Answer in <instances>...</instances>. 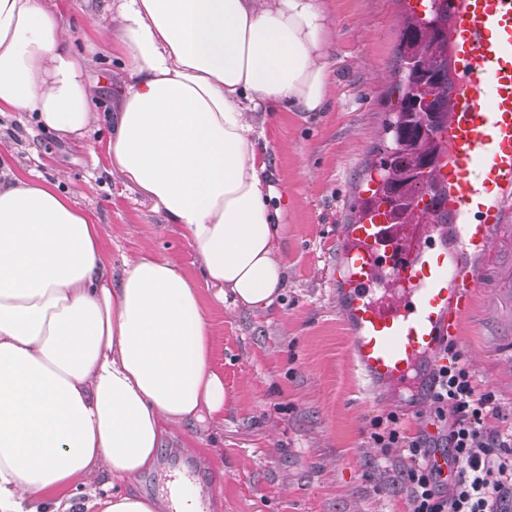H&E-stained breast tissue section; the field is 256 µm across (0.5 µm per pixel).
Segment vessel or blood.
Instances as JSON below:
<instances>
[{
	"instance_id": "1",
	"label": "vessel or blood",
	"mask_w": 512,
	"mask_h": 512,
	"mask_svg": "<svg viewBox=\"0 0 512 512\" xmlns=\"http://www.w3.org/2000/svg\"><path fill=\"white\" fill-rule=\"evenodd\" d=\"M457 78L430 180L444 196L415 199L420 224L366 205L342 240L343 315L365 380L417 391L474 310L512 227V0H451Z\"/></svg>"
}]
</instances>
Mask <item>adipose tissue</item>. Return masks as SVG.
Returning a JSON list of instances; mask_svg holds the SVG:
<instances>
[{"label":"adipose tissue","mask_w":512,"mask_h":512,"mask_svg":"<svg viewBox=\"0 0 512 512\" xmlns=\"http://www.w3.org/2000/svg\"><path fill=\"white\" fill-rule=\"evenodd\" d=\"M326 0H116L133 79L112 149L190 242L207 283L259 312L280 294L284 227L264 189L256 113L330 107ZM44 0H0V113L86 131L97 86ZM195 283L144 256L113 278L93 216L0 166V512H182L197 490L131 485L165 436L224 414Z\"/></svg>","instance_id":"obj_1"}]
</instances>
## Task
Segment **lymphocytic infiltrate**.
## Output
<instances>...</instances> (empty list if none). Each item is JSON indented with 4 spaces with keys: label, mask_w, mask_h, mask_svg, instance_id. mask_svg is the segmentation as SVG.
<instances>
[{
    "label": "lymphocytic infiltrate",
    "mask_w": 512,
    "mask_h": 512,
    "mask_svg": "<svg viewBox=\"0 0 512 512\" xmlns=\"http://www.w3.org/2000/svg\"><path fill=\"white\" fill-rule=\"evenodd\" d=\"M436 436H406L397 413L374 423L371 437L402 454L399 469L409 512H512V427L488 429L497 410L493 391H479L461 356L435 368L430 393ZM447 449V468L434 453Z\"/></svg>",
    "instance_id": "f902f5d3"
}]
</instances>
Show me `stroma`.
I'll list each match as a JSON object with an SVG mask.
<instances>
[{
  "mask_svg": "<svg viewBox=\"0 0 512 512\" xmlns=\"http://www.w3.org/2000/svg\"><path fill=\"white\" fill-rule=\"evenodd\" d=\"M336 41L329 55L328 111L267 118L259 150L265 185L281 209L279 252L286 284L264 311L214 299L192 246L150 194L118 164L110 143L127 68L95 31L112 26V0H68L100 85L87 135L66 140L28 114H0V162L30 169L96 215L113 277L143 255L177 259L207 299L213 365L224 375V415L175 433L155 467L137 480L150 497L185 475L206 512H408L396 468L375 448L374 420L397 413L409 436L426 431V391L368 388L350 355L336 265L340 233L361 199L391 109L390 87L401 40L402 0H330ZM501 263L477 294L455 343L483 389L496 393L495 428L512 423V235L498 239ZM196 451L184 453L185 436Z\"/></svg>",
  "mask_w": 512,
  "mask_h": 512,
  "instance_id": "35a3bbf8",
  "label": "stroma"
}]
</instances>
